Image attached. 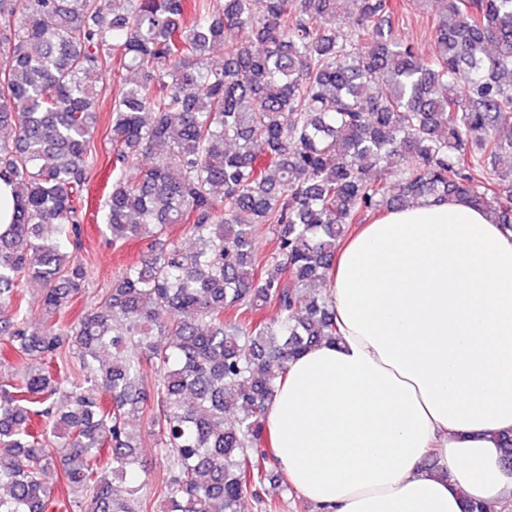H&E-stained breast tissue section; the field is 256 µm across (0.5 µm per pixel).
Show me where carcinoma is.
Listing matches in <instances>:
<instances>
[{
  "label": "carcinoma",
  "instance_id": "obj_1",
  "mask_svg": "<svg viewBox=\"0 0 512 512\" xmlns=\"http://www.w3.org/2000/svg\"><path fill=\"white\" fill-rule=\"evenodd\" d=\"M345 2L355 25L341 30ZM446 3L424 57L393 0H0L14 211L0 228V336L25 364L20 384H0V512H152L130 486V421L144 416L170 461L166 512H238L247 497L279 512L263 498L266 412L288 362L336 339L339 242L422 197L463 198L512 229V171L498 168L512 153V0ZM108 58L133 77L106 128L107 230L147 253L68 322L89 283L78 224ZM175 224L192 247L168 238ZM260 224L275 228L262 258ZM20 280L39 289L38 329Z\"/></svg>",
  "mask_w": 512,
  "mask_h": 512
}]
</instances>
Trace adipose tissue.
I'll return each mask as SVG.
<instances>
[{"instance_id":"ef3b65f1","label":"adipose tissue","mask_w":512,"mask_h":512,"mask_svg":"<svg viewBox=\"0 0 512 512\" xmlns=\"http://www.w3.org/2000/svg\"><path fill=\"white\" fill-rule=\"evenodd\" d=\"M339 336L266 414L270 452L320 512H464L512 498V232L422 198L359 225L329 274Z\"/></svg>"}]
</instances>
